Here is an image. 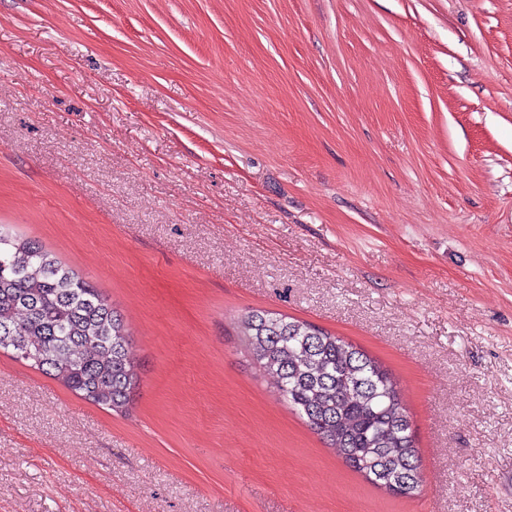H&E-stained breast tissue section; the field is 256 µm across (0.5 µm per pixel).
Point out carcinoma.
<instances>
[{
    "mask_svg": "<svg viewBox=\"0 0 512 512\" xmlns=\"http://www.w3.org/2000/svg\"><path fill=\"white\" fill-rule=\"evenodd\" d=\"M280 397L345 464L394 497L423 482L410 416L389 371L312 324L269 311L240 321ZM121 315L39 243L0 225V351L102 408L127 409L138 376Z\"/></svg>",
    "mask_w": 512,
    "mask_h": 512,
    "instance_id": "1",
    "label": "carcinoma"
}]
</instances>
